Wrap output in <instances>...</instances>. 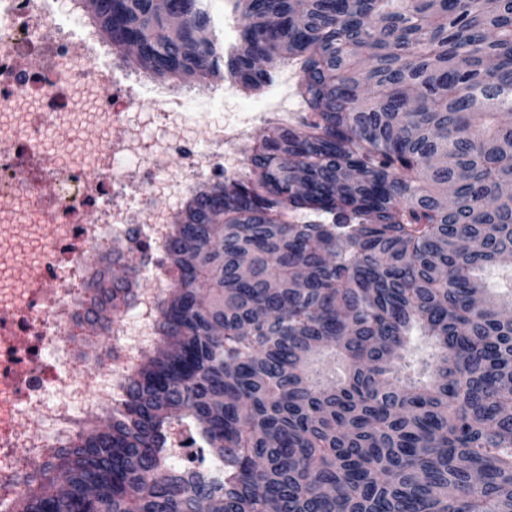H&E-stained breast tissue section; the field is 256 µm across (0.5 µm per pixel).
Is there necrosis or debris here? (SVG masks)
<instances>
[{
    "label": "necrosis or debris",
    "instance_id": "1",
    "mask_svg": "<svg viewBox=\"0 0 512 512\" xmlns=\"http://www.w3.org/2000/svg\"><path fill=\"white\" fill-rule=\"evenodd\" d=\"M52 23L50 0H0V151L6 155L0 160V252L13 260L0 266V311H20L29 291L14 274L15 266L31 264L21 249L24 236H36L40 260L49 263L55 259V241L70 234L86 208L95 207L98 215L85 231L83 253L67 264L61 288L30 317L32 338L47 358L9 383L17 400L0 413V505L20 499L31 462L51 458L86 416L121 404L122 383L155 344L158 307L173 287L167 245L182 198L194 183L238 175L245 166L243 153L224 150L229 125L212 126L205 147H197L182 89L162 88L147 101L132 89L117 90L63 30H56L46 61L19 67V51L35 46L39 30ZM40 110L55 114L52 135L60 145L51 161L59 216L52 225L44 224L41 207L18 175L24 165L19 146L40 143L41 130L31 120ZM157 113L165 117L162 132L146 139L144 129ZM110 152L117 162L107 163ZM160 155L174 159L161 173L151 166ZM126 160L144 168L145 182L126 180L121 168ZM118 241L123 256L136 257L152 274L133 301L132 316L113 318L114 344L100 348L95 370L88 374L75 366L70 343L86 315L85 254L100 243ZM49 393L56 397L50 405L45 402Z\"/></svg>",
    "mask_w": 512,
    "mask_h": 512
}]
</instances>
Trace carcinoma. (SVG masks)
Masks as SVG:
<instances>
[{
	"mask_svg": "<svg viewBox=\"0 0 512 512\" xmlns=\"http://www.w3.org/2000/svg\"><path fill=\"white\" fill-rule=\"evenodd\" d=\"M171 7L112 0V44L249 91L290 67L306 112L191 199L153 354L22 512H512V315L481 277L512 273V0H235L226 54L203 0Z\"/></svg>",
	"mask_w": 512,
	"mask_h": 512,
	"instance_id": "obj_1",
	"label": "carcinoma"
}]
</instances>
